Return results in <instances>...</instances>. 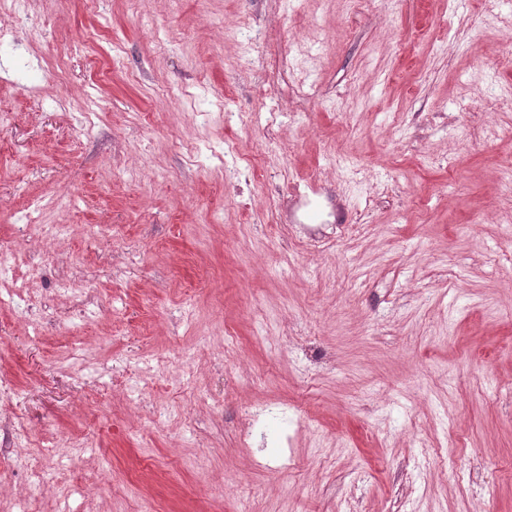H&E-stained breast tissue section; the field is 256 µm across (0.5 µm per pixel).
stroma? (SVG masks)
<instances>
[{"label":"stroma","mask_w":512,"mask_h":512,"mask_svg":"<svg viewBox=\"0 0 512 512\" xmlns=\"http://www.w3.org/2000/svg\"><path fill=\"white\" fill-rule=\"evenodd\" d=\"M25 9L0 512H512V0Z\"/></svg>","instance_id":"1"}]
</instances>
